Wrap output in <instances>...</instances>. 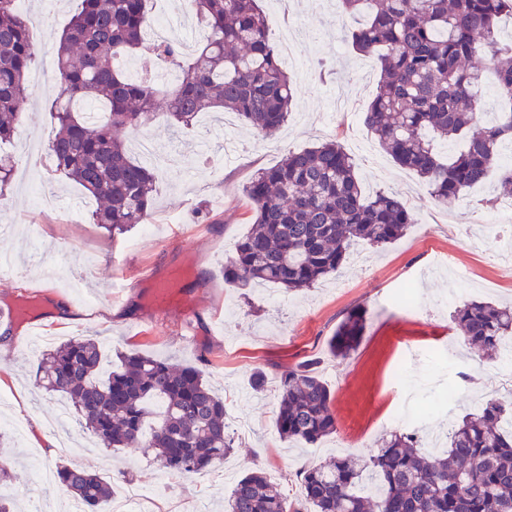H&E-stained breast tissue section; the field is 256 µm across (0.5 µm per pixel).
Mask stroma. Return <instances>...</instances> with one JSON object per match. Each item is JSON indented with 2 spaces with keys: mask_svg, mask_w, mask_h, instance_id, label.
Here are the masks:
<instances>
[{
  "mask_svg": "<svg viewBox=\"0 0 512 512\" xmlns=\"http://www.w3.org/2000/svg\"><path fill=\"white\" fill-rule=\"evenodd\" d=\"M41 2L29 0L28 13L38 50L35 67L46 78L29 94L19 138L43 148L55 132L48 112L58 93L54 59L79 0H57L52 12ZM261 6L272 39L289 24L303 33L297 52L306 73L293 78L297 105L285 126L267 138L233 122L229 133L239 150L230 156L211 139L209 125L217 113L175 131L160 118L147 122L143 133L170 157L157 172L153 233L138 225L111 238L88 212L78 211L84 191L40 167L34 157L18 155L12 182L0 190V225L7 227L0 249L29 269L15 283L0 282V307L19 296L41 297L46 309L60 306L68 315L64 322L43 323L38 338L29 336L25 325H12V342L0 352V426L9 434L14 469L0 495L10 499L15 512H74L66 489L41 480L43 469H55L61 461L111 478L119 495L128 484L142 487L150 494L148 512H224L234 483L249 470H262L284 484L302 465L375 450L397 429L391 421L400 406L394 376H402L417 394L414 429L422 436L445 434L451 421L505 395L500 363L479 360L462 337L449 333L450 315L463 302L512 304V272L495 261L501 236L512 235V213L485 206L496 195L497 176L467 190L454 208L437 204L412 172L383 151L362 120L376 93L378 63L345 44L348 18L339 0H290L286 7L261 0ZM335 137L354 157L365 191L404 195L414 224L385 249L355 245L360 261H347L303 294L277 288L268 299L226 286L224 263L251 226L244 185L287 152ZM39 187L56 195V210H37ZM490 223L500 226V235L484 234ZM31 224L39 225L38 233L28 232ZM51 241L64 246L57 265L83 276L82 293L91 298L90 306H79L69 289L40 276ZM151 267L180 270L181 291L196 304L192 326H185L177 310L150 308L142 292L123 293L125 280ZM412 287L420 309L407 314L396 302ZM355 307L367 311L364 334L349 356L333 357L327 341ZM71 338L98 341L110 358L137 351L196 364L223 397L228 425L247 420L250 433L237 438L235 454L223 465L185 475L159 470L147 449L98 446L73 414L66 419V454L44 447L60 397L41 388L35 372L43 352ZM305 361L315 362L327 382L336 418L335 435L314 445L284 442L274 426L276 393H255L250 384L256 371L273 378Z\"/></svg>",
  "mask_w": 512,
  "mask_h": 512,
  "instance_id": "obj_1",
  "label": "stroma"
}]
</instances>
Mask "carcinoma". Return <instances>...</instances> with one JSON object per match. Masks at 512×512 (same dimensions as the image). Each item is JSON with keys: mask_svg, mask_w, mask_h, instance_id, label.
Returning a JSON list of instances; mask_svg holds the SVG:
<instances>
[{"mask_svg": "<svg viewBox=\"0 0 512 512\" xmlns=\"http://www.w3.org/2000/svg\"><path fill=\"white\" fill-rule=\"evenodd\" d=\"M192 2L206 37L191 52L172 39L145 42L153 0H80L57 48L48 154L55 171L98 201L92 223L114 237L148 223L155 193L153 170L129 155L122 131L159 115L188 127L221 107L268 137L295 103L259 0ZM342 7L363 17L345 32L346 43L375 56L380 69L364 123L434 201L455 207L497 166L501 145L512 143V41L498 39L512 0H342ZM139 50L176 68L178 82L126 77L118 60ZM36 55L27 16L16 0H0V143L23 126ZM489 71L505 101L492 124L479 112ZM438 142L460 148L443 156ZM244 192L252 225L224 264V283L232 288L310 289L336 273L355 245L385 247L414 223L398 194L365 193L354 159L337 139L288 152L255 174ZM365 322L363 310L348 312L328 341L330 353L347 357ZM452 323L469 345L497 360L504 338H512V305L467 301ZM36 381L68 398L103 447L145 446L169 473H196L234 451L224 399L196 365L120 352L105 373L100 344L75 338L47 354ZM275 391L283 440L316 444L336 432L330 390L312 364L282 371ZM447 438V450L430 454L417 434L396 431L367 456L306 465L296 472V497L255 469L235 482L225 509L512 512V400L489 399L452 425ZM56 478L82 512H102L114 493L110 480L80 468L59 465Z\"/></svg>", "mask_w": 512, "mask_h": 512, "instance_id": "cac0c4a2", "label": "carcinoma"}]
</instances>
